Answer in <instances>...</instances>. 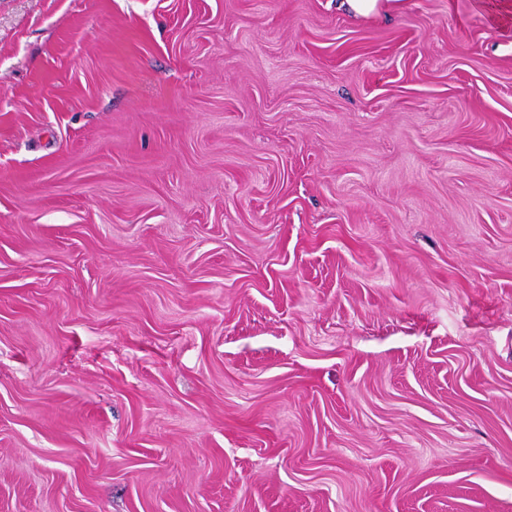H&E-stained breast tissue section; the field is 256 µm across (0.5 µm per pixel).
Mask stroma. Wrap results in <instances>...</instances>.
I'll return each instance as SVG.
<instances>
[{
    "instance_id": "1",
    "label": "stroma",
    "mask_w": 512,
    "mask_h": 512,
    "mask_svg": "<svg viewBox=\"0 0 512 512\" xmlns=\"http://www.w3.org/2000/svg\"><path fill=\"white\" fill-rule=\"evenodd\" d=\"M506 0H0V512H512ZM395 0H338L337 8L357 18H372L389 8Z\"/></svg>"
}]
</instances>
